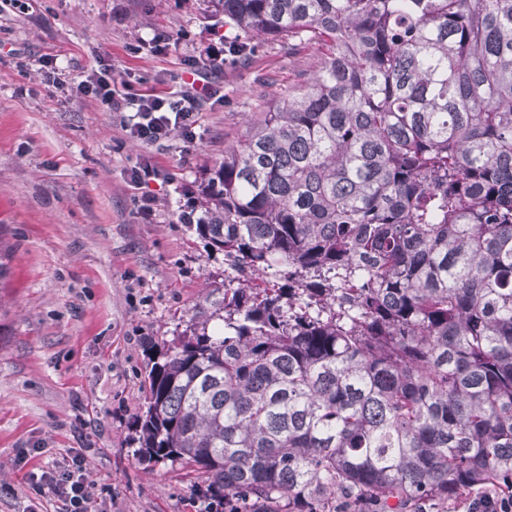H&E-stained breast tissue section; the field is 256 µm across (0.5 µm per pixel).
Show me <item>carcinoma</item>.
I'll return each mask as SVG.
<instances>
[{
	"label": "carcinoma",
	"mask_w": 512,
	"mask_h": 512,
	"mask_svg": "<svg viewBox=\"0 0 512 512\" xmlns=\"http://www.w3.org/2000/svg\"><path fill=\"white\" fill-rule=\"evenodd\" d=\"M327 49L202 190L224 297L146 346L135 450L228 512L512 495V0H212Z\"/></svg>",
	"instance_id": "carcinoma-1"
}]
</instances>
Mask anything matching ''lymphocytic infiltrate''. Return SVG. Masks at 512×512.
Wrapping results in <instances>:
<instances>
[{
    "mask_svg": "<svg viewBox=\"0 0 512 512\" xmlns=\"http://www.w3.org/2000/svg\"><path fill=\"white\" fill-rule=\"evenodd\" d=\"M242 53V47L235 43L222 48L208 47L203 55L185 63L192 81L182 82L170 91L153 87L132 91L128 73L110 69L85 72L77 89L94 98L106 111L119 113L126 138L144 145L177 139L191 148L198 141L196 112L224 99L223 90L214 82L215 76L223 71L227 56ZM29 480L37 494L56 498L62 512H107L106 504L85 476L81 449H73L63 462L31 472Z\"/></svg>",
    "mask_w": 512,
    "mask_h": 512,
    "instance_id": "f902f5d3",
    "label": "lymphocytic infiltrate"
}]
</instances>
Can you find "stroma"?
I'll use <instances>...</instances> for the list:
<instances>
[{"label": "stroma", "mask_w": 512, "mask_h": 512, "mask_svg": "<svg viewBox=\"0 0 512 512\" xmlns=\"http://www.w3.org/2000/svg\"><path fill=\"white\" fill-rule=\"evenodd\" d=\"M160 32L176 50L141 51ZM237 38L208 0H24L0 11V512H57L28 474L74 448L112 512H195L194 474L141 464L133 440L144 344L171 339L224 294L223 254H207L176 214L262 109L310 81L323 50L254 40L247 58H227L224 102L198 112L202 140L188 152L128 140L76 86L102 62L166 88L185 58ZM59 51L60 87L22 67ZM147 153L165 174L148 188L149 222L127 176Z\"/></svg>", "instance_id": "35a3bbf8"}]
</instances>
